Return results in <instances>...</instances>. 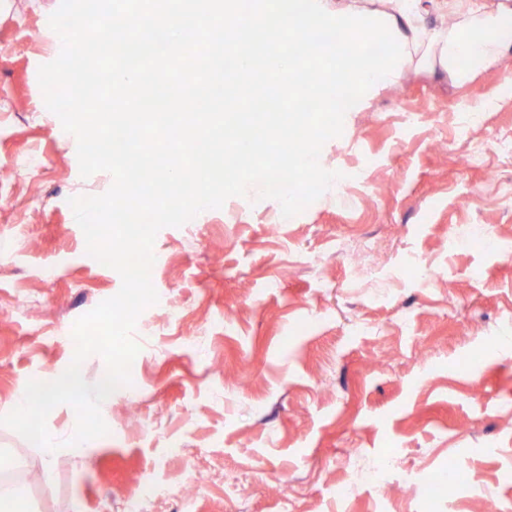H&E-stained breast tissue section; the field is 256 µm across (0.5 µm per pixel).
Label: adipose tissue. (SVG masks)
<instances>
[{
    "mask_svg": "<svg viewBox=\"0 0 512 512\" xmlns=\"http://www.w3.org/2000/svg\"><path fill=\"white\" fill-rule=\"evenodd\" d=\"M450 10L459 15L455 27L433 32L428 39L443 65L467 60L472 67H487L512 56V10L482 12L478 0H448Z\"/></svg>",
    "mask_w": 512,
    "mask_h": 512,
    "instance_id": "ef3b65f1",
    "label": "adipose tissue"
}]
</instances>
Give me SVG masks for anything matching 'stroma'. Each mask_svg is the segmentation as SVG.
Segmentation results:
<instances>
[{"label":"stroma","mask_w":512,"mask_h":512,"mask_svg":"<svg viewBox=\"0 0 512 512\" xmlns=\"http://www.w3.org/2000/svg\"><path fill=\"white\" fill-rule=\"evenodd\" d=\"M60 4L0 0V416L21 383L68 368L67 333L121 287L69 204L113 178L81 177L38 83ZM509 69L462 82L419 51L322 147L355 181L290 218L253 185L162 228L159 301L132 333L131 385L101 405L108 435L48 460L0 425V483L28 512H127L150 482L171 495L140 512H179L191 468L194 512H512ZM452 466L478 486L428 495Z\"/></svg>","instance_id":"1"}]
</instances>
